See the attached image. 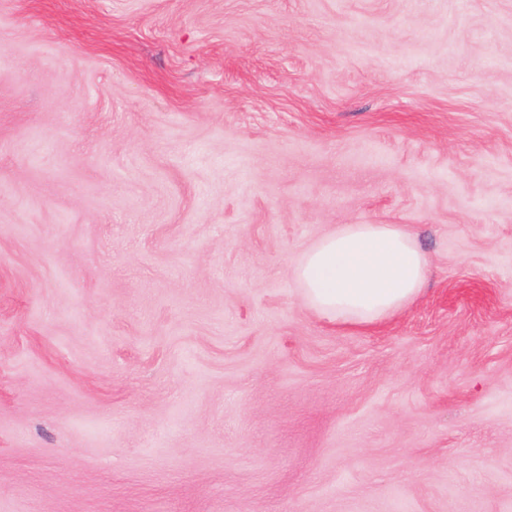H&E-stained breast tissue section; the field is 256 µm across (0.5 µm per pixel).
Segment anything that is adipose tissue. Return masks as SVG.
<instances>
[{
  "label": "adipose tissue",
  "instance_id": "1",
  "mask_svg": "<svg viewBox=\"0 0 512 512\" xmlns=\"http://www.w3.org/2000/svg\"><path fill=\"white\" fill-rule=\"evenodd\" d=\"M428 261L400 224H344L297 262L293 278L309 308L331 323L367 327L421 295Z\"/></svg>",
  "mask_w": 512,
  "mask_h": 512
}]
</instances>
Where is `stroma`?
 <instances>
[{"label":"stroma","mask_w":512,"mask_h":512,"mask_svg":"<svg viewBox=\"0 0 512 512\" xmlns=\"http://www.w3.org/2000/svg\"><path fill=\"white\" fill-rule=\"evenodd\" d=\"M0 512H512V0H0ZM428 272L424 252L402 224H342L302 255L293 278L319 318L367 327L415 302Z\"/></svg>","instance_id":"35a3bbf8"}]
</instances>
